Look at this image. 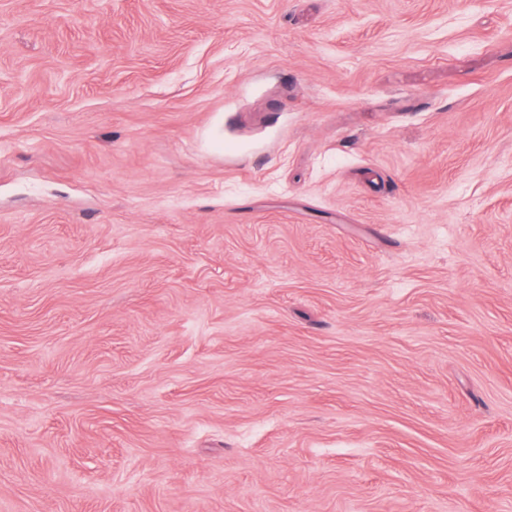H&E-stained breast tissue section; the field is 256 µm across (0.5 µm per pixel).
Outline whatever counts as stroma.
<instances>
[{"label":"stroma","mask_w":512,"mask_h":512,"mask_svg":"<svg viewBox=\"0 0 512 512\" xmlns=\"http://www.w3.org/2000/svg\"><path fill=\"white\" fill-rule=\"evenodd\" d=\"M0 512H512V0H0Z\"/></svg>","instance_id":"35a3bbf8"}]
</instances>
